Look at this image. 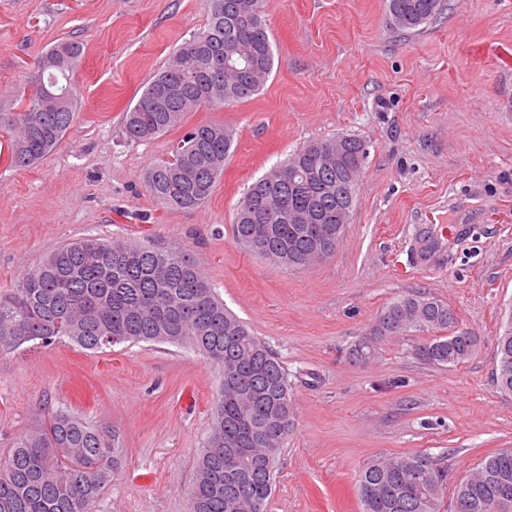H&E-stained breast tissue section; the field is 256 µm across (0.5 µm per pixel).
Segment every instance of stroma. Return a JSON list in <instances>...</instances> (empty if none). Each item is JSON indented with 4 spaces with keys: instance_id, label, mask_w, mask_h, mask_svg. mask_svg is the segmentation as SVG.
<instances>
[{
    "instance_id": "1",
    "label": "stroma",
    "mask_w": 512,
    "mask_h": 512,
    "mask_svg": "<svg viewBox=\"0 0 512 512\" xmlns=\"http://www.w3.org/2000/svg\"><path fill=\"white\" fill-rule=\"evenodd\" d=\"M274 70L223 109L232 154L208 200L164 209L147 168L180 130L127 141L123 114L190 34L202 0H0V108H16L38 56L84 45L78 110L59 145L11 166L0 131V293L66 242L147 237L188 248L226 308L283 362L294 427L267 512H362L357 481L380 456L425 452L451 478L512 448V395L494 382L512 319V0H449L432 23L393 28L384 0H265ZM367 144L335 254L287 269L232 231L247 189L301 147L339 135ZM450 306L477 336L463 364L422 363L424 332L384 341L367 363L348 347L394 299ZM220 378L196 352L124 343L91 352L28 344L0 357V455L49 413L115 429L126 463L97 512H186Z\"/></svg>"
}]
</instances>
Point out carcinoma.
Masks as SVG:
<instances>
[{
	"mask_svg": "<svg viewBox=\"0 0 512 512\" xmlns=\"http://www.w3.org/2000/svg\"><path fill=\"white\" fill-rule=\"evenodd\" d=\"M445 0H387L396 28L411 31L437 18ZM206 28L190 35L126 113L132 143L178 127L202 107H228L258 93L274 68L263 0H203ZM83 54L61 41L41 54L19 112H0L10 162L28 168L62 140L77 109L72 78ZM176 93L159 104L153 91ZM233 146L221 123L199 124L153 165L146 187L171 209H193L213 192ZM367 155L366 143L341 135L311 143L253 183L233 220L248 251L288 267L331 257L344 233ZM302 213L303 224L291 221ZM455 312L439 300L408 295L385 306L350 349L366 363L378 344L411 330L435 336L415 349L434 366H457L477 337L455 332ZM69 343L97 352L122 343L156 342L197 351L221 376L211 430L187 493V512H265L277 457L293 428L288 373L266 342L224 307L188 250L154 242L87 237L61 245L28 270L19 288L0 295V355L27 343ZM496 383L512 394V317L498 337ZM116 431L56 411L20 435L0 458V512H96L122 468ZM512 480V448L482 460L453 484L456 512H495L497 478ZM448 468L427 454L379 457L358 479L362 512H440Z\"/></svg>",
	"mask_w": 512,
	"mask_h": 512,
	"instance_id": "1",
	"label": "carcinoma"
}]
</instances>
